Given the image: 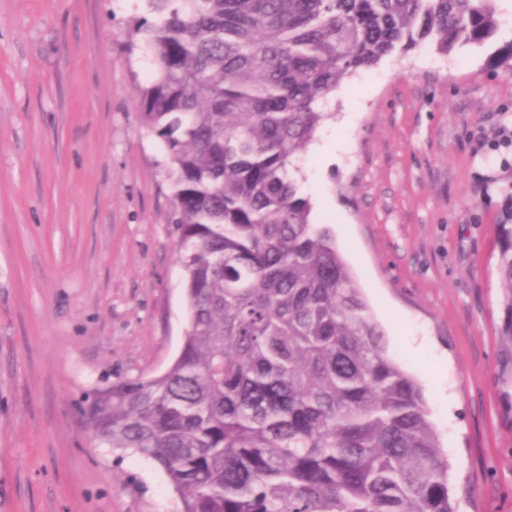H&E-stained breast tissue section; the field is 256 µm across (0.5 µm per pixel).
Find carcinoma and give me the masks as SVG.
I'll use <instances>...</instances> for the list:
<instances>
[{
    "label": "carcinoma",
    "instance_id": "obj_1",
    "mask_svg": "<svg viewBox=\"0 0 512 512\" xmlns=\"http://www.w3.org/2000/svg\"><path fill=\"white\" fill-rule=\"evenodd\" d=\"M140 93L164 152L188 327L154 377L85 397L94 441L159 467L177 512H456L420 384L290 173L344 80L500 30L497 0H145ZM512 71V38L492 58ZM497 383L512 401V209Z\"/></svg>",
    "mask_w": 512,
    "mask_h": 512
}]
</instances>
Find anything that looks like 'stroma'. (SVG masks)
I'll use <instances>...</instances> for the list:
<instances>
[{
	"instance_id": "1",
	"label": "stroma",
	"mask_w": 512,
	"mask_h": 512,
	"mask_svg": "<svg viewBox=\"0 0 512 512\" xmlns=\"http://www.w3.org/2000/svg\"><path fill=\"white\" fill-rule=\"evenodd\" d=\"M145 0H0V512H174L150 462L82 415L105 373L161 374L185 329L172 189L129 53ZM434 44L345 81L293 167L392 356L423 387L458 512H512L496 380L512 72ZM345 150L325 165L335 143Z\"/></svg>"
}]
</instances>
